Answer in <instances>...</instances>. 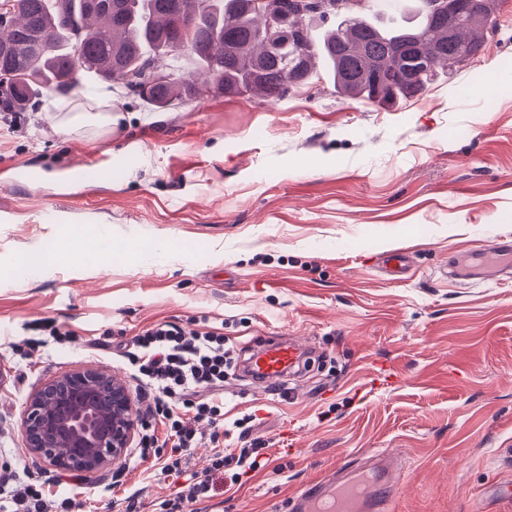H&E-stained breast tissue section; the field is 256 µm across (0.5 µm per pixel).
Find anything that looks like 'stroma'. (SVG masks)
<instances>
[{
    "instance_id": "stroma-1",
    "label": "stroma",
    "mask_w": 512,
    "mask_h": 512,
    "mask_svg": "<svg viewBox=\"0 0 512 512\" xmlns=\"http://www.w3.org/2000/svg\"><path fill=\"white\" fill-rule=\"evenodd\" d=\"M496 16L476 62L392 107L325 79L275 102L207 93L160 112L116 87L112 127L69 134L46 92L20 128L0 122V481L57 474L23 450L35 393L88 368L136 389L126 353L170 321L223 328L242 362L264 336L313 360L268 386L227 379L231 432L193 448L192 468L253 443L265 465L216 480L206 512H291L297 492L378 453L397 466L393 512H512L496 493L512 488V274H445L457 251L512 238V0ZM107 164L111 179L85 180ZM75 234L98 259L64 253L20 275V254ZM397 248L413 255L403 282L375 266ZM176 489L129 448L61 491L88 512H123L130 494L154 512Z\"/></svg>"
}]
</instances>
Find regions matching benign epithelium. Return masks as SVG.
I'll list each match as a JSON object with an SVG mask.
<instances>
[{
    "instance_id": "benign-epithelium-1",
    "label": "benign epithelium",
    "mask_w": 512,
    "mask_h": 512,
    "mask_svg": "<svg viewBox=\"0 0 512 512\" xmlns=\"http://www.w3.org/2000/svg\"><path fill=\"white\" fill-rule=\"evenodd\" d=\"M134 428L126 383L95 369L48 383L30 398L23 417L25 449L67 471L106 470L122 458Z\"/></svg>"
}]
</instances>
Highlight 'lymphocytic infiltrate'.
I'll use <instances>...</instances> for the list:
<instances>
[{
  "mask_svg": "<svg viewBox=\"0 0 512 512\" xmlns=\"http://www.w3.org/2000/svg\"><path fill=\"white\" fill-rule=\"evenodd\" d=\"M130 362L149 388L150 415L165 427V437L143 434L140 459L162 461L168 475L187 476L175 499L162 501L160 512H201L208 499L212 476L228 472L230 482L260 468L259 449L243 448L229 455L215 453L209 470L190 468L189 450L202 439L197 423H217L224 406V381L235 369V359L224 348L218 329L187 331L174 323H159L136 336ZM68 499L56 500L41 486L15 480L0 487V512H71Z\"/></svg>",
  "mask_w": 512,
  "mask_h": 512,
  "instance_id": "lymphocytic-infiltrate-1",
  "label": "lymphocytic infiltrate"
}]
</instances>
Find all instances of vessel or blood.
Here are the masks:
<instances>
[{"mask_svg": "<svg viewBox=\"0 0 512 512\" xmlns=\"http://www.w3.org/2000/svg\"><path fill=\"white\" fill-rule=\"evenodd\" d=\"M386 273L396 280L405 279L409 268L407 251L383 253ZM512 268V239L501 237L493 246L456 256L455 274L459 279L497 280ZM301 349L295 342L272 340L257 345L251 352L249 366L261 383L283 380L299 362ZM394 466L384 456H374L365 466L338 465L326 479L308 486L292 500L293 512H388L395 488Z\"/></svg>", "mask_w": 512, "mask_h": 512, "instance_id": "vessel-or-blood-1", "label": "vessel or blood"}]
</instances>
